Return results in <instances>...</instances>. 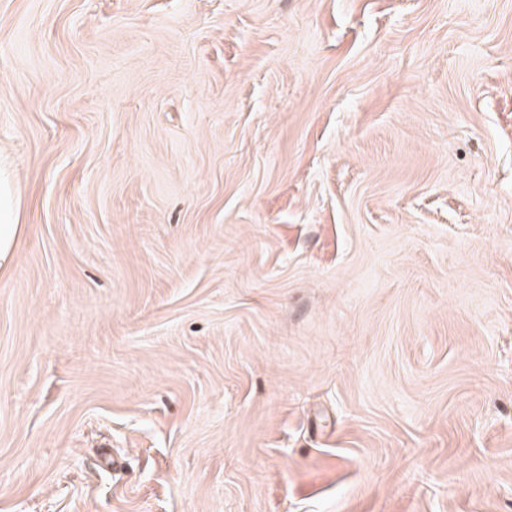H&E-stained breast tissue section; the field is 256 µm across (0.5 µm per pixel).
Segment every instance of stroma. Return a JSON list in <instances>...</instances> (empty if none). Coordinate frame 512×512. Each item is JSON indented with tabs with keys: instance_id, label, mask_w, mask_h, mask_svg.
I'll return each mask as SVG.
<instances>
[{
	"instance_id": "stroma-1",
	"label": "stroma",
	"mask_w": 512,
	"mask_h": 512,
	"mask_svg": "<svg viewBox=\"0 0 512 512\" xmlns=\"http://www.w3.org/2000/svg\"><path fill=\"white\" fill-rule=\"evenodd\" d=\"M0 512H512V0H0ZM17 188L9 178H0V261L8 260L13 244L18 222L16 210Z\"/></svg>"
}]
</instances>
